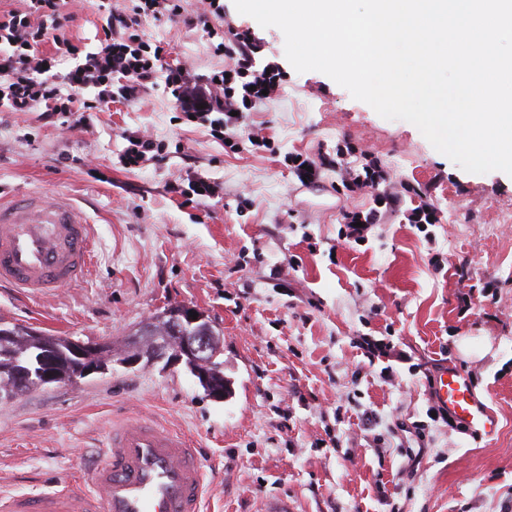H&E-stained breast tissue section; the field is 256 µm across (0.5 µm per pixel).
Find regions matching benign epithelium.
<instances>
[{
    "label": "benign epithelium",
    "mask_w": 512,
    "mask_h": 512,
    "mask_svg": "<svg viewBox=\"0 0 512 512\" xmlns=\"http://www.w3.org/2000/svg\"><path fill=\"white\" fill-rule=\"evenodd\" d=\"M198 313L192 318V313ZM124 349L115 352V344L101 342L87 345L71 337L62 343L43 344L44 352L38 357L41 369L29 366L13 370L16 385L30 388L42 386L58 378L49 364L58 354L70 358L73 363V382L77 383L92 374L104 373L118 364L135 368L140 364L175 368L185 365L198 384L214 401H224L232 393L230 380L213 369L211 350L215 349L213 323L201 309L191 304L171 306L156 317L143 323L123 340Z\"/></svg>",
    "instance_id": "obj_1"
}]
</instances>
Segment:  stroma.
Returning a JSON list of instances; mask_svg holds the SVG:
<instances>
[{
    "mask_svg": "<svg viewBox=\"0 0 512 512\" xmlns=\"http://www.w3.org/2000/svg\"><path fill=\"white\" fill-rule=\"evenodd\" d=\"M99 0H69L70 28L94 50ZM225 36L247 35L256 65L287 80L247 112L255 143L232 148L188 121L163 85L136 104L113 96L90 126L72 116L0 112V199L68 198L91 227L79 283L26 298L0 287V318L83 342L117 340L171 305L204 311L224 336L233 394L207 397L183 366L157 363L42 387L0 401V494L59 485L89 490V465L117 424L140 418L187 436L205 463L206 512H501L512 502V176L464 171L404 120H387L318 71L297 72L284 35L224 0ZM146 39L167 63L206 74L230 67L203 28L161 20ZM160 144L142 169L121 162L126 133ZM350 144L352 155L336 148ZM387 175L392 209L354 178ZM217 194L198 203V180ZM426 189L436 223L418 229L408 187ZM378 209L364 241L346 216ZM467 262L470 280L455 274ZM368 336L407 353L368 361ZM488 338L482 357L461 337ZM452 362L498 420L486 436L433 420L418 363ZM372 417L363 426L362 414ZM430 444L415 477L396 425Z\"/></svg>",
    "mask_w": 512,
    "mask_h": 512,
    "instance_id": "obj_1",
    "label": "stroma"
}]
</instances>
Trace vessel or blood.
<instances>
[{
    "label": "vessel or blood",
    "mask_w": 512,
    "mask_h": 512,
    "mask_svg": "<svg viewBox=\"0 0 512 512\" xmlns=\"http://www.w3.org/2000/svg\"><path fill=\"white\" fill-rule=\"evenodd\" d=\"M90 253L88 225L69 199L28 192L0 203V284L39 296L80 282ZM435 392L458 424L495 430L488 397L457 365L439 371ZM204 478L200 453L184 435L136 420L113 428L90 472L94 494L63 488L1 497L0 512H202Z\"/></svg>",
    "instance_id": "obj_1"
}]
</instances>
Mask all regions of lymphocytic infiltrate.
<instances>
[{
    "mask_svg": "<svg viewBox=\"0 0 512 512\" xmlns=\"http://www.w3.org/2000/svg\"><path fill=\"white\" fill-rule=\"evenodd\" d=\"M67 0H29L24 9L0 10V107L11 112H29L44 106L47 113L76 115L87 124L90 113L112 101V78L121 75V96L139 101L163 69L164 43L144 40V23L163 17L180 19L188 27L201 24L198 16L186 14L182 0H127L121 8L109 9L97 51L83 52L74 44L65 12ZM52 44L55 52L70 57L72 67L51 72L38 51ZM234 64L192 74L186 68L168 71L166 83L177 110L208 121L213 132L228 138L235 113L260 101L263 91H275L284 79L278 70L257 68L255 49L247 38L237 36L218 43Z\"/></svg>",
    "mask_w": 512,
    "mask_h": 512,
    "instance_id": "f902f5d3",
    "label": "lymphocytic infiltrate"
}]
</instances>
